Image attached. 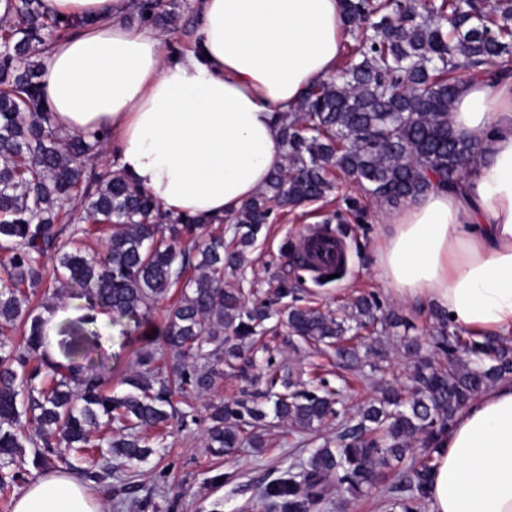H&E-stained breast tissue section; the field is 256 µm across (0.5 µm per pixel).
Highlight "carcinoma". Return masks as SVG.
<instances>
[{
	"instance_id": "1",
	"label": "carcinoma",
	"mask_w": 512,
	"mask_h": 512,
	"mask_svg": "<svg viewBox=\"0 0 512 512\" xmlns=\"http://www.w3.org/2000/svg\"><path fill=\"white\" fill-rule=\"evenodd\" d=\"M0 15V250L11 254L8 277L16 289L0 295V326L15 323L29 307L20 287H40L51 278L79 290L90 306L135 322L147 320L195 265L159 332L172 353L167 361L141 350V370L124 376L121 394L106 385L112 376L93 372L84 357L88 320L67 325L60 342L63 360L46 348L44 321L28 315L21 349L0 343V485L22 478L13 470L32 449L41 466L60 445L81 453L84 478L103 477L99 448L107 458L141 462L153 453L141 432L173 418L166 407L176 395L205 393L224 374L220 365L242 358L257 329L277 312L265 301L247 305L241 289L224 285V270L237 271L245 251L276 206L298 207L337 189L332 173L354 178L371 197L411 201L432 186L453 187L476 163L478 140L457 130L452 108L462 85L489 84L512 75V0H343L347 29L362 33L339 71L316 81L281 120L285 163L257 195L229 217L231 244L213 237L197 243V218L173 216L121 172L105 179L91 162L110 134L64 137L54 127L38 81L42 58L74 22L48 17L39 0H3ZM137 0L139 23L178 29L188 3ZM70 224L112 226L104 250L93 260L71 246ZM383 304L361 295L332 314L312 308L286 313L291 332L308 343L336 345L344 369L360 371L366 360L352 341L379 322L399 324L395 314L378 316ZM432 338L440 363L421 355L415 338L402 348L411 360V386H386L378 403L342 418V389L325 380L308 389L274 369L262 396L274 418L313 432L336 422V447L317 448L307 460L258 489L261 501L285 512H314L334 488L355 498L373 487L395 460L405 465L388 484L385 512H425L435 469L437 438L456 415L486 388L512 377V346L499 339L462 335L447 316L434 312ZM50 386L37 383L41 374ZM209 448L229 454L248 443L264 444L255 428L268 413L249 399L209 405Z\"/></svg>"
}]
</instances>
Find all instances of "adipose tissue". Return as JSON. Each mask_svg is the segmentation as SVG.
<instances>
[{
    "instance_id": "adipose-tissue-1",
    "label": "adipose tissue",
    "mask_w": 512,
    "mask_h": 512,
    "mask_svg": "<svg viewBox=\"0 0 512 512\" xmlns=\"http://www.w3.org/2000/svg\"><path fill=\"white\" fill-rule=\"evenodd\" d=\"M196 41L127 20L133 0H41L73 20L40 85L61 132L109 131L118 169L166 211L221 218L283 163L278 116L343 54L341 0H197ZM456 129L482 157L451 190L386 211L374 264L394 298L453 315L478 336H512V77L464 84ZM429 512H512V380L471 401L437 440ZM12 512H104L64 471L30 480Z\"/></svg>"
}]
</instances>
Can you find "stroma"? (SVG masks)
<instances>
[{
	"label": "stroma",
	"mask_w": 512,
	"mask_h": 512,
	"mask_svg": "<svg viewBox=\"0 0 512 512\" xmlns=\"http://www.w3.org/2000/svg\"><path fill=\"white\" fill-rule=\"evenodd\" d=\"M383 210V203L348 180L341 181L338 190L325 200L276 209L272 223L247 252L245 268L225 273L224 279L240 285L247 300H267L279 309L298 306L333 311L372 292L385 308L409 324L410 335L430 340L437 327L430 310L394 299L374 265L373 251L386 230ZM314 226L330 228L344 240L347 261L339 279L316 284L297 268L299 254L294 243ZM181 293V287L172 288L168 299L159 302L148 322L139 327L127 319L113 321L108 310H95L101 350L111 355L113 372L129 375L137 371L136 352L142 347L165 354L159 332L172 300ZM29 296L35 313H52L49 331L53 334L65 320L84 313L85 302L75 297L73 289L57 287L50 280ZM261 342L264 349L253 361L225 368L209 393L193 395L188 402L174 397L175 409L182 411L191 405L196 415L203 417L209 404L237 399L246 392L259 395L265 388L264 367L269 356L280 370L299 375L301 380L320 375L330 385H345L350 412H357L375 395L374 386L360 382L358 376L350 374L338 380L334 353L307 347L290 336L285 325L272 326ZM397 342L392 335H370L359 341L358 350L373 359L385 356L390 377L403 380L410 366ZM263 437L266 447H246L229 456H217L208 448L203 426L191 423L166 434L161 448L144 462L112 459L110 476L93 485L92 491L105 499L108 512H127L120 499L122 488L130 485L138 498L147 501L145 512H272L257 505V490L279 477L291 462L307 459L308 437L285 423L265 431Z\"/></svg>",
	"instance_id": "1"
}]
</instances>
